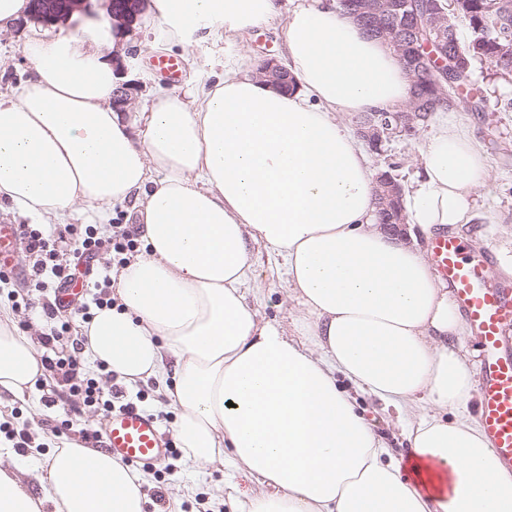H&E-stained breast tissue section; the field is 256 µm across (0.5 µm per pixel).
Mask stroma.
<instances>
[{"label":"stroma","mask_w":512,"mask_h":512,"mask_svg":"<svg viewBox=\"0 0 512 512\" xmlns=\"http://www.w3.org/2000/svg\"><path fill=\"white\" fill-rule=\"evenodd\" d=\"M25 32L10 28L0 32V91L7 92L21 86L32 75L31 63L23 51ZM136 49L135 57L127 58L128 79L134 80L139 91L130 105L131 111H140L145 101L161 86L162 80L152 74L149 61L159 54H171L181 59L182 82H215L224 73V58L237 52L247 53L252 61L266 57H281L282 31L271 26H257L248 30L237 42L228 44L211 38L206 31L191 35L186 47H169L161 30L155 26L137 23L130 36ZM474 80L485 95V109L465 112L461 118L480 144L491 171L487 188L482 189L479 206L470 223L460 225L473 249L501 251L503 243L512 239V112L503 105L512 102V76L497 75L487 63L474 66ZM426 147L425 134L407 138L396 136L386 142L381 152L370 153L374 171L393 169L402 187H409ZM253 277L251 287L256 290L253 308L258 320L277 326L286 335H293L294 321L299 308L292 298L283 265L269 254L261 241L248 243ZM35 261L26 249H18L15 266L7 279L0 281V308L11 309L19 328L31 334L41 357L68 356L71 344L59 341L46 344L51 328L41 315V307L53 298V283L36 284L31 278ZM361 414L373 430L390 445L394 454L407 453L408 444L402 436L401 425L393 408L364 396L359 400ZM105 416L94 408L84 406L73 396L70 383L60 371H49L46 381L31 395L0 398V422L9 423L16 440L22 441L17 462L25 467L42 464L54 447L70 439H79L87 445L101 447V427ZM148 480L144 491L148 498L164 495L179 497L180 512H222L224 505L217 489L224 484L223 470L198 467L184 458L174 460L169 473L160 475L146 471Z\"/></svg>","instance_id":"1"}]
</instances>
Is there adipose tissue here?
I'll return each mask as SVG.
<instances>
[{"label":"adipose tissue","mask_w":512,"mask_h":512,"mask_svg":"<svg viewBox=\"0 0 512 512\" xmlns=\"http://www.w3.org/2000/svg\"><path fill=\"white\" fill-rule=\"evenodd\" d=\"M148 11L174 45L199 29L232 42L277 18L274 0ZM123 35L30 26L34 74L0 92V202L46 224L86 204L105 224L140 199L144 253L120 269L116 306L86 326L84 355L131 385L154 378L178 409L184 458L223 466L230 512H512V475L469 409L468 326L422 251L375 224L376 174L341 121L407 101L399 57L334 0H297L283 26L293 87L237 53L222 79L155 93L127 117L112 107L109 58ZM489 179L466 125L438 113L403 195L408 224L430 236L468 223ZM250 237L284 262L299 338L248 302ZM45 374L32 336L0 309V390L24 395ZM359 392L398 411L408 457L367 423ZM241 476L258 492L243 494ZM38 479L40 495L0 468V512L147 510L146 477L77 439Z\"/></svg>","instance_id":"1"}]
</instances>
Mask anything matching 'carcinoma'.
<instances>
[{
    "label": "carcinoma",
    "mask_w": 512,
    "mask_h": 512,
    "mask_svg": "<svg viewBox=\"0 0 512 512\" xmlns=\"http://www.w3.org/2000/svg\"><path fill=\"white\" fill-rule=\"evenodd\" d=\"M444 22V48L457 71V81L448 88V100L425 111L418 128H423L441 109L476 112L484 109L483 91L472 82L477 62H486L501 75H512V0H455ZM384 15L404 16L407 0H379ZM462 19L470 30V38L460 40L455 24ZM432 62L423 61L421 76L411 83L410 91L425 97L431 94Z\"/></svg>",
    "instance_id": "obj_1"
}]
</instances>
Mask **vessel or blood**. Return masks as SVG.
Returning a JSON list of instances; mask_svg holds the SVG:
<instances>
[{"label":"vessel or blood","instance_id":"vessel-or-blood-1","mask_svg":"<svg viewBox=\"0 0 512 512\" xmlns=\"http://www.w3.org/2000/svg\"><path fill=\"white\" fill-rule=\"evenodd\" d=\"M15 225L0 224V266L18 249ZM429 261L447 285L480 347L476 414L503 468L512 473V281L492 280V250L474 252L454 231L438 232L428 244ZM105 449L145 468L163 467L172 447L157 419L129 405L105 417Z\"/></svg>","mask_w":512,"mask_h":512}]
</instances>
